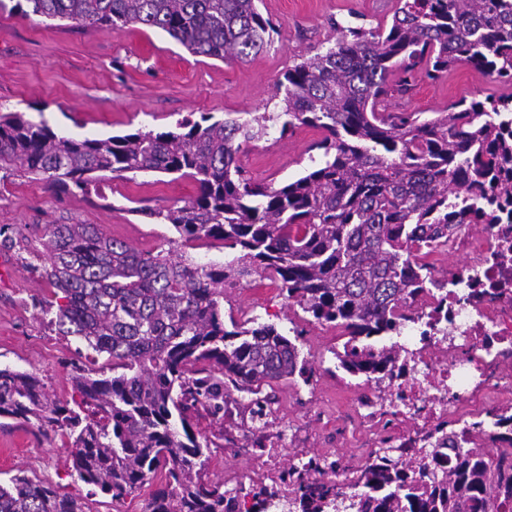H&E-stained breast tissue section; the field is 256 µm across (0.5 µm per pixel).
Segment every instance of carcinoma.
I'll list each match as a JSON object with an SVG mask.
<instances>
[{
  "instance_id": "cac0c4a2",
  "label": "carcinoma",
  "mask_w": 512,
  "mask_h": 512,
  "mask_svg": "<svg viewBox=\"0 0 512 512\" xmlns=\"http://www.w3.org/2000/svg\"><path fill=\"white\" fill-rule=\"evenodd\" d=\"M32 12L80 25L140 24L165 32L190 53L245 61L277 28L258 0H26ZM334 46L289 68L276 83L281 112L179 124V130L78 139L22 112L0 115V171L46 175L52 187L82 188L97 172L191 177L182 206L144 216L186 241L219 240L232 261L175 260L142 252L96 224H51L21 261L41 264L59 303L44 312L63 336L80 340L114 374L74 379L79 399L61 403L38 377L0 369V417L72 439L71 476L116 503L159 476L147 512H512V450L481 425L465 432L453 465L442 446L457 440L438 426L432 448H381L337 479L339 461L313 454L283 467L281 483L225 489L205 479L208 459L191 432L198 407L224 411L228 388L257 394L295 375L309 381L295 343L272 324L224 327V284L253 277L278 283L317 323L349 339L334 355L369 381H388L408 349L362 340L414 321L412 304L435 288L433 311L448 315V279L431 258L448 248V228L512 217V93L461 99L431 118L390 113V101L417 80L468 65L512 86V0H397L391 26L336 23ZM298 127L321 133V163L282 186L254 181L238 164L242 145ZM496 424L512 444V410ZM0 512H89L51 484L15 475L0 484Z\"/></svg>"
}]
</instances>
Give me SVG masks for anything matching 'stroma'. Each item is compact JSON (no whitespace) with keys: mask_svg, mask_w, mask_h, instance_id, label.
Returning a JSON list of instances; mask_svg holds the SVG:
<instances>
[{"mask_svg":"<svg viewBox=\"0 0 512 512\" xmlns=\"http://www.w3.org/2000/svg\"><path fill=\"white\" fill-rule=\"evenodd\" d=\"M0 0V113L22 112L53 130L76 138H105L137 131L176 129L178 123L209 114L274 112L273 94L294 62L325 51L336 41L334 23L391 24L396 0H260L278 33L263 51L244 62L227 63L191 54L166 33L141 25L122 28L49 20ZM498 83L463 65L436 81L418 82L397 110L432 113L462 98L483 99ZM319 131L301 127L288 135L271 130L263 140L242 146L237 158L251 177L275 186L311 168L320 151ZM196 193L192 179L175 174L140 173L133 180L104 178L80 190L59 191L45 176L23 172L0 178V236L38 240L49 224H96L108 236L142 251L172 250L205 262L224 264L235 253L221 244L175 243L167 224L143 217L146 209L165 211ZM15 247L0 246V367L36 375L53 398L72 399L76 369L86 359L74 337L59 335L42 308L52 291L37 266L25 267ZM224 315L257 319L284 334H296L301 358L313 369L310 381L294 377L263 387L262 421L244 407L207 408L192 415L197 437L212 442L207 479L230 480L243 488L261 484V446L281 450V462L298 453L333 454L342 465L366 461L367 438L354 408L374 397L375 383L339 368L334 356L346 341L341 330L312 321L281 295L270 280L224 288ZM71 444L28 424L0 420V480L20 474L41 479L60 492L83 499L90 512H144L158 481L123 503L70 476Z\"/></svg>","mask_w":512,"mask_h":512,"instance_id":"obj_1","label":"stroma"}]
</instances>
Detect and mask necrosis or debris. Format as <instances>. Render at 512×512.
Listing matches in <instances>:
<instances>
[{
	"mask_svg": "<svg viewBox=\"0 0 512 512\" xmlns=\"http://www.w3.org/2000/svg\"><path fill=\"white\" fill-rule=\"evenodd\" d=\"M453 248L467 262L448 275L447 334L426 339L430 307L418 303L422 336L408 373L383 410L362 416L373 447H423L422 429L477 420L476 401L512 396V375L504 376L501 365L512 354V224L491 225L477 236L460 228ZM405 421L416 429L399 430Z\"/></svg>",
	"mask_w": 512,
	"mask_h": 512,
	"instance_id": "1",
	"label": "necrosis or debris"
}]
</instances>
